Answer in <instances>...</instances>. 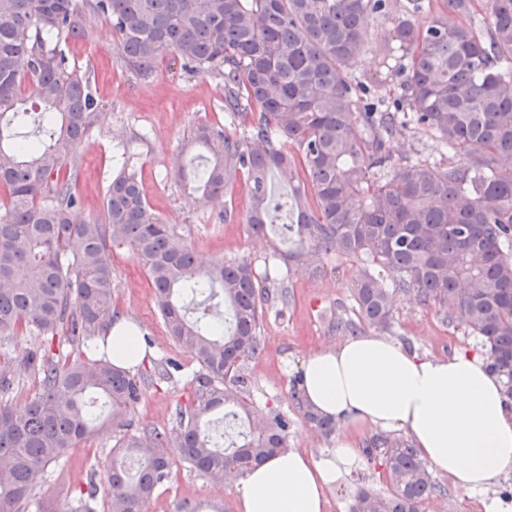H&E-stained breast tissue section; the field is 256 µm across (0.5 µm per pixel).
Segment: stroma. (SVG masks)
<instances>
[{
	"mask_svg": "<svg viewBox=\"0 0 512 512\" xmlns=\"http://www.w3.org/2000/svg\"><path fill=\"white\" fill-rule=\"evenodd\" d=\"M65 50L71 66L89 78L99 114L77 154L76 192L82 201L78 219L92 221L101 216L106 188L125 164L137 172L153 211L176 228L200 261L244 259L252 262L257 274H264L270 253L266 241L253 236L245 222L250 200L244 177L236 178L220 211L197 208L175 177L177 161L185 153V138L195 125L222 123L229 134L247 133L245 125L225 123L220 79L187 72L179 60L171 58L164 59L149 79L138 78L123 65L117 37L101 20L86 21L83 34L69 38ZM111 255L116 306L133 317L146 338L147 356L136 373L153 378L132 416L131 429L167 430L176 405L192 399L190 379L199 366L167 335L154 291L137 259L124 248L113 249ZM360 267L356 260L321 252L311 265L291 268L288 289L292 301L284 311L276 302L266 304L263 350L245 367L254 398L287 413L289 447L315 458L333 448L345 429L337 427L335 436L329 438L321 435L294 407L288 390L299 375L303 355L343 340V333L329 327L328 318L350 309V287ZM390 337L404 339L406 348L422 356H448L477 343L464 327L448 323L437 305L402 296L395 301ZM168 358L180 363V371L169 380L154 377L155 366ZM121 435V429L112 425L97 427L91 437L70 449L64 464L36 477L37 501L65 512L74 503L78 474L89 468L105 472ZM435 479L443 493L428 500L424 512H482L480 494L455 487L446 475L436 474ZM361 486L381 493L388 490L378 470L361 463L341 484L327 490L325 512H349ZM186 500L240 512L235 484H212L179 461L147 503L146 512H176Z\"/></svg>",
	"mask_w": 512,
	"mask_h": 512,
	"instance_id": "obj_1",
	"label": "stroma"
}]
</instances>
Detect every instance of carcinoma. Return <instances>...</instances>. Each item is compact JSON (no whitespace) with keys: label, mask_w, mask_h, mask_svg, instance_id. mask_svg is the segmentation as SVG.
Here are the masks:
<instances>
[{"label":"carcinoma","mask_w":512,"mask_h":512,"mask_svg":"<svg viewBox=\"0 0 512 512\" xmlns=\"http://www.w3.org/2000/svg\"><path fill=\"white\" fill-rule=\"evenodd\" d=\"M448 12L421 23L427 0H0V338L30 336L19 359L39 393L0 403V512H23L32 479L94 432L119 428L146 389L145 378L112 363L107 335L119 317L111 251L125 247L154 290L168 335L198 363L195 399L175 410L171 432L126 433L104 478L79 487L78 512H144L168 480L172 461L152 453L172 442L181 460L210 481L243 476L288 448V419L252 399L245 362L262 351L264 305L288 309V284L260 287L246 261L196 262L152 210L133 172L112 179L103 215L75 221L76 152L97 118L88 79L62 44L88 16L110 23L119 54L147 79L165 56L223 81L224 111L249 121L248 135L194 126L200 170L176 175L207 209L247 174L249 231L269 237V212L284 208L288 240L270 241L284 268L310 264L311 250L361 261L350 292L358 333L392 327L396 295L433 302L487 346L512 399V0H446ZM393 22L378 45L385 75L358 77L370 24ZM39 110L24 106L29 98ZM434 133L439 148H469L465 160L411 157L406 132ZM301 154L307 182L299 181ZM399 160L393 161L394 149ZM383 175L370 180L372 169ZM291 194L271 206L272 180ZM314 196L315 204L309 203ZM392 273L391 284L372 269ZM289 399L325 437L336 422L312 411L292 381ZM248 424L220 439L214 412ZM383 468L387 494L361 487L351 512H422L441 494L416 449L402 437L363 449Z\"/></svg>","instance_id":"obj_1"}]
</instances>
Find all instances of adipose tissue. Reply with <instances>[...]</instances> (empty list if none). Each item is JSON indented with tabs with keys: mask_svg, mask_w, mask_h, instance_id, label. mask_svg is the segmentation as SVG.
<instances>
[{
	"mask_svg": "<svg viewBox=\"0 0 512 512\" xmlns=\"http://www.w3.org/2000/svg\"><path fill=\"white\" fill-rule=\"evenodd\" d=\"M131 317L112 328V359L134 369L145 358ZM303 399L320 415L351 427L408 436L455 486L483 493V512H512V499L489 495L512 469V410L484 349L445 358L410 352L383 336L347 337L309 351L300 368ZM355 441L340 437L320 458L289 449L240 478L241 512H324L326 488L359 467Z\"/></svg>",
	"mask_w": 512,
	"mask_h": 512,
	"instance_id": "adipose-tissue-1",
	"label": "adipose tissue"
}]
</instances>
